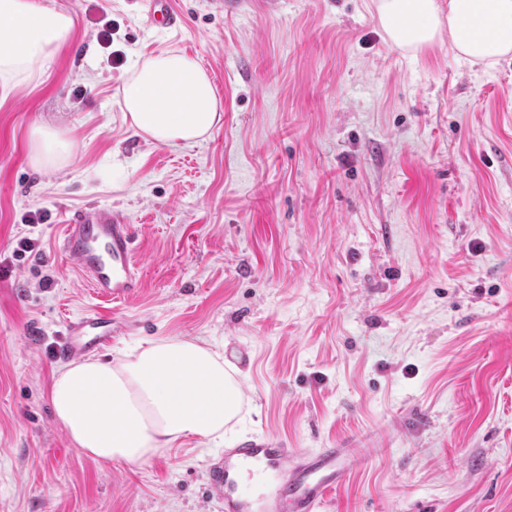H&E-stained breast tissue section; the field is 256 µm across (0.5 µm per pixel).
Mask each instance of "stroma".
<instances>
[{
  "instance_id": "35a3bbf8",
  "label": "stroma",
  "mask_w": 512,
  "mask_h": 512,
  "mask_svg": "<svg viewBox=\"0 0 512 512\" xmlns=\"http://www.w3.org/2000/svg\"><path fill=\"white\" fill-rule=\"evenodd\" d=\"M39 2L75 28L0 97V512H222L206 462L255 436L352 449L322 512H512V55L401 51L374 0H172V33L141 0ZM171 50L223 105L192 145L122 109L130 67ZM39 126L74 142L58 167L31 163ZM91 203L135 227L132 300H99L57 250ZM93 312L116 328L100 360L172 336L235 365L223 447L76 448L49 391L67 322Z\"/></svg>"
}]
</instances>
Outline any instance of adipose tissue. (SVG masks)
Wrapping results in <instances>:
<instances>
[{"label":"adipose tissue","mask_w":512,"mask_h":512,"mask_svg":"<svg viewBox=\"0 0 512 512\" xmlns=\"http://www.w3.org/2000/svg\"><path fill=\"white\" fill-rule=\"evenodd\" d=\"M390 42L416 50L447 41L458 58L493 64L512 54V0H376ZM74 19L38 0H0V88L38 80L68 43ZM130 125L165 145L197 142L222 118L212 81L200 63L170 51L135 63L121 86ZM33 165L55 167L72 150L55 130L32 132ZM54 416L85 454L140 463L197 436L224 441L242 409L239 372L206 343L159 337L113 360L82 359L55 372Z\"/></svg>","instance_id":"obj_1"}]
</instances>
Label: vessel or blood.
Segmentation results:
<instances>
[{"instance_id":"obj_1","label":"vessel or blood","mask_w":512,"mask_h":512,"mask_svg":"<svg viewBox=\"0 0 512 512\" xmlns=\"http://www.w3.org/2000/svg\"><path fill=\"white\" fill-rule=\"evenodd\" d=\"M142 4L148 26L168 29L181 25L171 0H142ZM61 251L76 262L96 295L126 301L139 293L135 233L120 212L90 205L66 214ZM111 341V318L79 317L68 323L55 355L72 359L99 353ZM349 462L350 454L344 448L308 452L256 438L209 459L205 479L210 497L223 502L224 512H319L343 480ZM267 480L276 483L269 495L242 491L243 484Z\"/></svg>"}]
</instances>
